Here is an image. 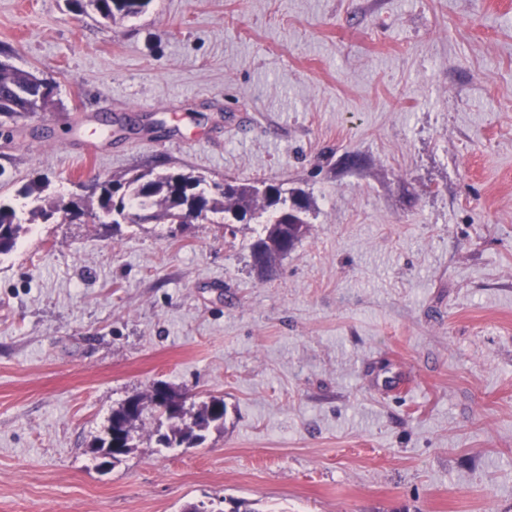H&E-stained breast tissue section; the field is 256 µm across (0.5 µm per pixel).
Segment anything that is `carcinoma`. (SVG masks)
<instances>
[{
  "label": "carcinoma",
  "mask_w": 512,
  "mask_h": 512,
  "mask_svg": "<svg viewBox=\"0 0 512 512\" xmlns=\"http://www.w3.org/2000/svg\"><path fill=\"white\" fill-rule=\"evenodd\" d=\"M97 12L105 19L116 17H136L147 11L152 0H96ZM16 88L28 91L32 88L43 89L37 107L46 111L54 105L56 84L40 79L33 73L21 70L10 63L0 60V94ZM34 190L29 189L23 197L30 199L31 208L28 211L19 209L9 199L0 197V256L11 253L21 236L29 231V225L40 219L47 222L57 215L59 205L42 204L39 196H33ZM92 194L96 195V205L78 213L89 212L95 216L115 204L129 206L137 210H147L156 224H183L188 220L186 211L196 213V217L214 224L229 223L235 218L239 221L265 218L263 236L251 244V252L263 248L261 269L270 268L274 262L287 254L279 246L266 244L264 234L268 233L273 224H283L288 221V207L302 209V202L295 198L288 200L281 186L268 184L265 190L254 184L233 182L224 186L222 182H208L200 176L181 171L155 174L151 171H141L129 176L123 175L117 179H107L98 183ZM195 412L200 428L211 422H224V401L212 398L189 408ZM184 415V406L178 405L168 412L167 419L173 421L169 429L158 432L157 443L164 448L185 446L194 448L200 446L205 436L197 434L189 426L177 424ZM145 415L140 413L130 417L120 405L112 410L108 423L104 427L106 434L95 439V447L104 448L110 445L108 431L112 426H126V434L137 431V423H142Z\"/></svg>",
  "instance_id": "obj_1"
}]
</instances>
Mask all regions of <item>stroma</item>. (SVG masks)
Segmentation results:
<instances>
[{
	"mask_svg": "<svg viewBox=\"0 0 512 512\" xmlns=\"http://www.w3.org/2000/svg\"><path fill=\"white\" fill-rule=\"evenodd\" d=\"M54 81L0 116V196L191 171L281 185L308 230L31 225L0 257V512H512V0H0ZM111 116L104 125L103 116ZM164 383L224 425L93 441ZM97 12L104 19L136 17L147 11L152 0H96ZM192 405L187 412H195L198 421L195 423L199 428L207 426L210 422H220L224 425V401L223 399L211 398L208 402H202L196 410ZM186 412V413H187ZM162 422L158 421L157 427V443L164 448H173L184 445L186 448H194L200 446L204 440L205 435L197 434L194 429L189 426L182 427L179 424L173 423L165 432H161Z\"/></svg>",
	"mask_w": 512,
	"mask_h": 512,
	"instance_id": "obj_1",
	"label": "stroma"
}]
</instances>
